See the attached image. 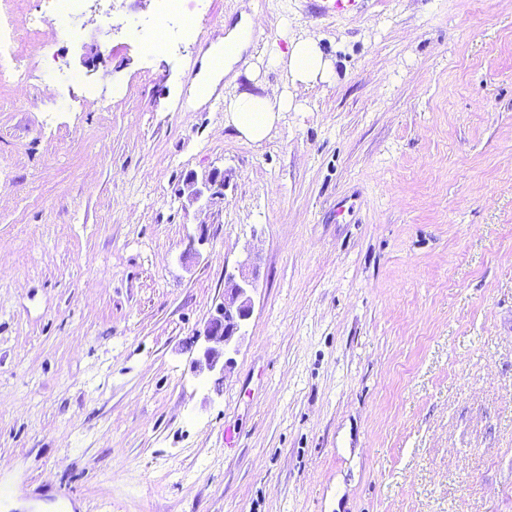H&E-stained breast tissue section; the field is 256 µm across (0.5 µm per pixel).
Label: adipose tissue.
Returning a JSON list of instances; mask_svg holds the SVG:
<instances>
[{
	"mask_svg": "<svg viewBox=\"0 0 512 512\" xmlns=\"http://www.w3.org/2000/svg\"><path fill=\"white\" fill-rule=\"evenodd\" d=\"M262 55L269 66L287 70L294 84L330 83L335 79L331 61L312 38H288L285 45L271 44ZM292 104V99L285 93L272 98L243 91L226 101L224 109L230 112L238 133L248 140L260 141L267 136L279 113L288 111Z\"/></svg>",
	"mask_w": 512,
	"mask_h": 512,
	"instance_id": "ef3b65f1",
	"label": "adipose tissue"
}]
</instances>
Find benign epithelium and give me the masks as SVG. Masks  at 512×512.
<instances>
[{
	"label": "benign epithelium",
	"mask_w": 512,
	"mask_h": 512,
	"mask_svg": "<svg viewBox=\"0 0 512 512\" xmlns=\"http://www.w3.org/2000/svg\"><path fill=\"white\" fill-rule=\"evenodd\" d=\"M224 172L213 169L202 176L191 175L184 194L189 202L212 203L224 199ZM256 289L250 273V258L240 261L234 270L224 271V298L216 307L200 336L203 341L192 362L195 375L213 381V392L222 394L225 373L233 363L231 354L243 337L242 330L253 314L251 293Z\"/></svg>",
	"instance_id": "7a95c632"
}]
</instances>
